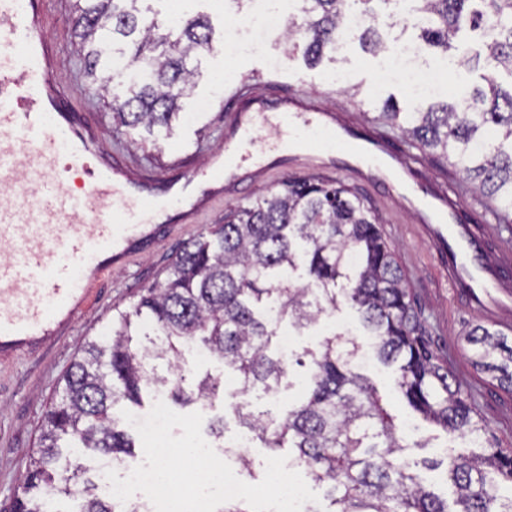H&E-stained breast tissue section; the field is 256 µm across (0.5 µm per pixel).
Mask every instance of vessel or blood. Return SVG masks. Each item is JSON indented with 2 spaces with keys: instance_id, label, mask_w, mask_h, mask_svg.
Segmentation results:
<instances>
[{
  "instance_id": "b4317fda",
  "label": "vessel or blood",
  "mask_w": 512,
  "mask_h": 512,
  "mask_svg": "<svg viewBox=\"0 0 512 512\" xmlns=\"http://www.w3.org/2000/svg\"><path fill=\"white\" fill-rule=\"evenodd\" d=\"M54 2L0 0V358L64 334L105 271L156 243L165 208L195 222L254 173L288 165L381 187L435 246L449 287L491 323L512 326V234L490 238L444 185L415 177L419 159L378 131L356 135L303 93L241 82L210 167L165 185L149 166L105 157L97 128L56 80L63 56L46 36ZM264 127L275 141L259 138ZM22 166L36 180H19Z\"/></svg>"
}]
</instances>
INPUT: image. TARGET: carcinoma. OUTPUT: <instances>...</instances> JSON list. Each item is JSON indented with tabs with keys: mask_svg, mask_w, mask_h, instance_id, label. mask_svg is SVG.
Listing matches in <instances>:
<instances>
[{
	"mask_svg": "<svg viewBox=\"0 0 512 512\" xmlns=\"http://www.w3.org/2000/svg\"><path fill=\"white\" fill-rule=\"evenodd\" d=\"M73 30L80 39L87 76L107 71L101 90L112 95L113 123L128 129L170 128L180 100L191 91L196 70L189 60L211 51L209 20L187 13L174 20L141 9L144 0H76ZM399 0H295V19L286 35L288 51L302 52L311 65L336 50L347 19L365 24L362 38L379 24H399L400 12L382 14L376 4ZM412 26L423 41L447 52L459 33L479 36L493 27L498 36L482 42L475 58L483 85L461 99L401 112L384 106L379 118L400 130L404 142L424 153L441 151L449 165L475 184L499 222L512 224V89L498 82L512 73V0H408ZM303 260L308 282L299 287L289 271ZM359 312L376 336L377 354L398 364L397 387L409 406L446 432L469 434L480 452L435 461H410L393 418L376 386L350 368L358 346L332 333L311 355L305 393L276 420L234 407L239 424L277 453L294 448L325 488L338 512H512V498H498V478L512 482V449L486 438L470 396L431 349L427 328L414 306L396 253L382 238L378 219L342 184L290 177L247 206L224 215V223L185 242L167 278L146 289L128 311H118L101 337L83 345L63 377L61 399L44 417L15 512H61L59 502L79 493V512H113L97 483L72 482L82 470L63 454L89 449L122 464L134 456L140 437L117 427L115 406L141 405L142 394L166 386L182 406H212L221 390L211 375L185 387L184 352L200 348L233 372L239 392L269 391L288 374V361L271 354L278 326L267 317L275 306L280 320L296 327L318 322L338 297ZM156 337L136 350V326ZM473 363L512 392V346L476 325L466 336ZM167 362L168 374L155 361ZM445 466L455 487L456 508L420 481L418 469Z\"/></svg>",
	"mask_w": 512,
	"mask_h": 512,
	"instance_id": "cac0c4a2",
	"label": "carcinoma"
}]
</instances>
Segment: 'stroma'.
Instances as JSON below:
<instances>
[{
  "label": "stroma",
  "instance_id": "stroma-1",
  "mask_svg": "<svg viewBox=\"0 0 512 512\" xmlns=\"http://www.w3.org/2000/svg\"><path fill=\"white\" fill-rule=\"evenodd\" d=\"M73 0H64L62 12L49 30L51 38L63 47L68 65L59 74L69 95L87 120L101 130L104 150L111 155L151 161L163 176L174 172L180 153L194 154L205 162L218 147V134L224 115L231 107L232 87L243 79H276L288 83L320 104L343 106L350 116L369 119L381 112L385 103L402 110L415 105L408 86L394 78L381 85L373 80L385 63L384 54L362 51L358 39H351L347 50L336 51L317 66H309L301 55H286L283 39H270L263 48L246 58L228 63L221 47L199 57V74L195 86L182 105L184 121L175 123L171 133L157 129L130 130L112 125V99L102 96L99 84L87 77L79 64L71 18ZM348 76L347 84L336 81L337 74ZM208 101L199 109V101ZM292 168L258 173L238 194L224 197L200 217L198 223L178 225L167 231L149 251L140 254L128 267L109 271L91 294L86 309L62 336L33 349L14 362L0 363V512H11L12 502L20 490L30 457L38 446L43 418L51 402L57 399L62 377L88 339L99 336L110 324L114 309H128L144 288L164 281L181 245L223 223L224 215L246 203L259 192L276 187L291 176ZM350 189L380 218L379 228L385 240L395 247L398 260L407 275L418 308L426 319L428 340L433 350L447 364L453 378L474 399V408L486 426L491 441L501 448H512V392L499 385L490 374L472 362L465 337L482 318L471 311L454 294L438 268L437 256L425 243L412 216L400 203L388 198L377 187L351 183ZM188 373H206L221 379L224 396L213 407L203 409L204 419L224 418V441L232 443L241 427L228 402L235 401L244 411L283 416L303 393L306 368L290 365L288 377L275 392L256 388L248 395L237 393L238 385L231 372L219 360L206 363L188 362ZM378 387L388 411L393 415L408 458H437L446 450L467 453L470 441L460 434L445 432L414 412L396 386V366L370 359L362 366Z\"/></svg>",
  "mask_w": 512,
  "mask_h": 512
}]
</instances>
